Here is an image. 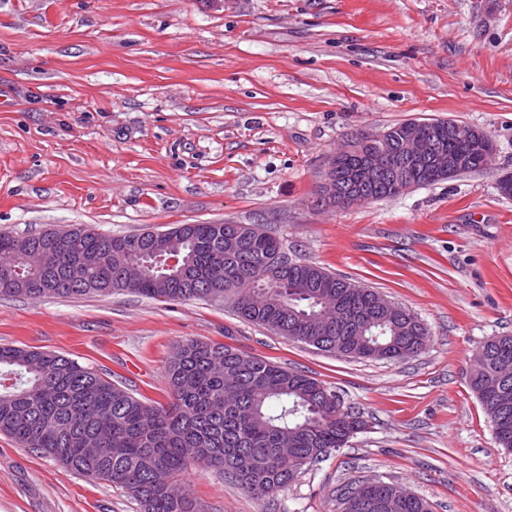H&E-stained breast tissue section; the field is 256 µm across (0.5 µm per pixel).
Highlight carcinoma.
<instances>
[{"mask_svg":"<svg viewBox=\"0 0 512 512\" xmlns=\"http://www.w3.org/2000/svg\"><path fill=\"white\" fill-rule=\"evenodd\" d=\"M444 139L450 153L468 149L467 131ZM182 268H166V245L151 232L104 236L88 224L12 237L0 233V296L75 297L130 291L158 301L224 300L244 320L319 350L416 356L429 331L414 312L387 314L370 305L372 288L324 267L293 261L267 231L236 237L234 224H175ZM275 284L254 302L239 289ZM487 361L468 384L512 451V376L498 356L512 336L483 344ZM223 344L190 341L169 361L165 404L151 405L119 382L74 359L0 347V433L90 480L124 489L142 512H203L178 488L192 466L217 468L253 499L269 504L310 466L345 447L364 422L339 393L317 379L259 357L239 364ZM338 512H430L397 483L355 479L336 490Z\"/></svg>","mask_w":512,"mask_h":512,"instance_id":"1","label":"carcinoma"}]
</instances>
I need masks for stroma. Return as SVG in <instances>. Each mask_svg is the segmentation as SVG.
Returning a JSON list of instances; mask_svg holds the SVG:
<instances>
[{
    "mask_svg": "<svg viewBox=\"0 0 512 512\" xmlns=\"http://www.w3.org/2000/svg\"><path fill=\"white\" fill-rule=\"evenodd\" d=\"M416 119L485 130L488 168L345 209L320 204L351 135ZM512 0H0V232L89 224H259L289 258L374 288L431 338L403 361L342 357L203 300L0 298V346L99 369L148 403L186 341L220 343L336 389L367 423L270 512H336L356 477L432 512H512V452L468 387L485 340L512 335ZM209 512H263L195 467ZM0 512H140L0 434Z\"/></svg>",
    "mask_w": 512,
    "mask_h": 512,
    "instance_id": "35a3bbf8",
    "label": "stroma"
}]
</instances>
